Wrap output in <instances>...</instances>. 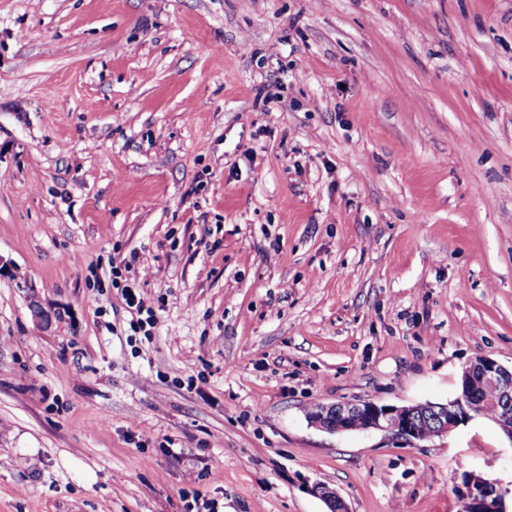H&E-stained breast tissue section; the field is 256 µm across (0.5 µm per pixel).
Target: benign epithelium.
Segmentation results:
<instances>
[{
	"label": "benign epithelium",
	"instance_id": "benign-epithelium-1",
	"mask_svg": "<svg viewBox=\"0 0 512 512\" xmlns=\"http://www.w3.org/2000/svg\"><path fill=\"white\" fill-rule=\"evenodd\" d=\"M457 397L447 403L425 402L404 406L380 405L370 400L321 405L311 413V423L330 433L379 431L413 444L426 439L420 421L428 419L431 435L447 434L471 419L473 400L491 389L496 398L497 423L512 441V367L480 355L462 368ZM467 489L459 494V512H508L506 496L512 489L496 479L466 472ZM312 491L326 504L328 512H349L342 496L333 488L317 483Z\"/></svg>",
	"mask_w": 512,
	"mask_h": 512
}]
</instances>
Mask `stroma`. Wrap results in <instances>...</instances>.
<instances>
[{
    "label": "stroma",
    "instance_id": "35a3bbf8",
    "mask_svg": "<svg viewBox=\"0 0 512 512\" xmlns=\"http://www.w3.org/2000/svg\"><path fill=\"white\" fill-rule=\"evenodd\" d=\"M155 314L132 330L111 269ZM512 366V0H0V512H458ZM458 378V395L447 403L394 406L370 400L341 402L316 407L310 421L330 433L379 431L414 444L455 430L472 418V406L476 415L492 420L496 412L486 403L493 397V392L484 391L492 389L496 394L492 405L497 410V423L512 441V366L508 368L494 358L480 355L462 368ZM425 418L430 421L431 429L428 421L421 426L420 421ZM430 430V435L422 434V431L427 434Z\"/></svg>",
    "mask_w": 512,
    "mask_h": 512
}]
</instances>
